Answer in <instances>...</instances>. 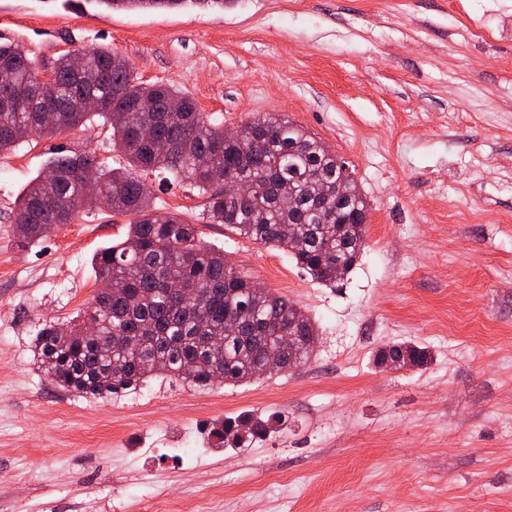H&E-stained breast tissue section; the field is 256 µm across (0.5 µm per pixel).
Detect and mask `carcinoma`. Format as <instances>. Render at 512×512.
Wrapping results in <instances>:
<instances>
[{"instance_id": "1", "label": "carcinoma", "mask_w": 512, "mask_h": 512, "mask_svg": "<svg viewBox=\"0 0 512 512\" xmlns=\"http://www.w3.org/2000/svg\"><path fill=\"white\" fill-rule=\"evenodd\" d=\"M222 8L224 0H98L112 11L173 9L185 3ZM71 54L52 67L54 82L41 87L26 50L0 43V153L34 136L53 135L103 119L127 164L110 168L87 150L56 147L47 172L34 177L17 199L14 233L19 244L38 243L74 221L91 202L134 220L123 240L92 259L96 278L108 284L82 320L44 324L33 340L39 369L51 382L85 398L135 389L152 375L193 388L219 381L238 385L270 378L306 363L318 329L288 298L250 284L251 277L207 246L194 224L160 212L143 175L186 184L206 197V219L239 236L275 246L313 280L334 284L347 276L365 248L368 204L346 163L308 131L276 115L246 125V139L230 141L224 126L198 111L179 89L139 80L128 61L108 48ZM94 98L91 112L79 102ZM91 170L95 192H83ZM241 174L249 187L238 200L224 197V171ZM93 322L97 335H86ZM295 336L282 345L277 330ZM388 369L408 362L425 366L427 348L390 346ZM267 433L258 418L226 421L214 434Z\"/></svg>"}]
</instances>
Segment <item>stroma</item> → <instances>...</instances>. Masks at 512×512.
Segmentation results:
<instances>
[{
	"mask_svg": "<svg viewBox=\"0 0 512 512\" xmlns=\"http://www.w3.org/2000/svg\"><path fill=\"white\" fill-rule=\"evenodd\" d=\"M38 68L106 46L141 80L233 129L291 119L345 161L368 205L344 280L206 223L185 186L154 205L196 225L319 328L313 357L194 391L155 377L118 398L53 386L31 343L86 309L91 265L129 222L93 204L19 246L12 209L53 146L124 165L94 119L0 155V512H512V0H226L110 11L0 0V43ZM427 347L421 369L377 351ZM272 419L222 443L220 420Z\"/></svg>",
	"mask_w": 512,
	"mask_h": 512,
	"instance_id": "stroma-1",
	"label": "stroma"
}]
</instances>
